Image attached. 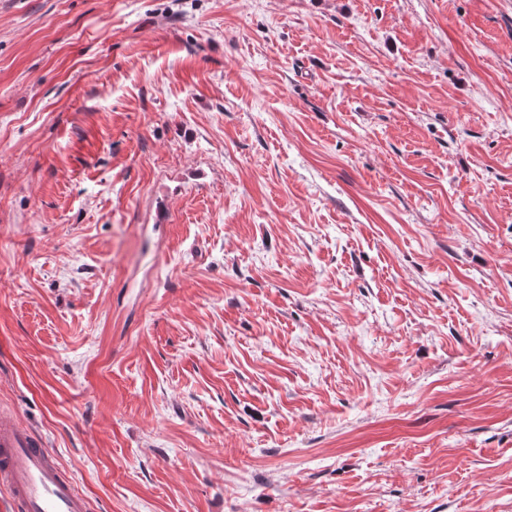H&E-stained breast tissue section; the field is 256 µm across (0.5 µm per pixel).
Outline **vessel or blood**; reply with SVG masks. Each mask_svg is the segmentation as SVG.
Segmentation results:
<instances>
[{
	"mask_svg": "<svg viewBox=\"0 0 512 512\" xmlns=\"http://www.w3.org/2000/svg\"><path fill=\"white\" fill-rule=\"evenodd\" d=\"M0 485L17 512H88L72 477L28 430L0 409Z\"/></svg>",
	"mask_w": 512,
	"mask_h": 512,
	"instance_id": "1",
	"label": "vessel or blood"
}]
</instances>
